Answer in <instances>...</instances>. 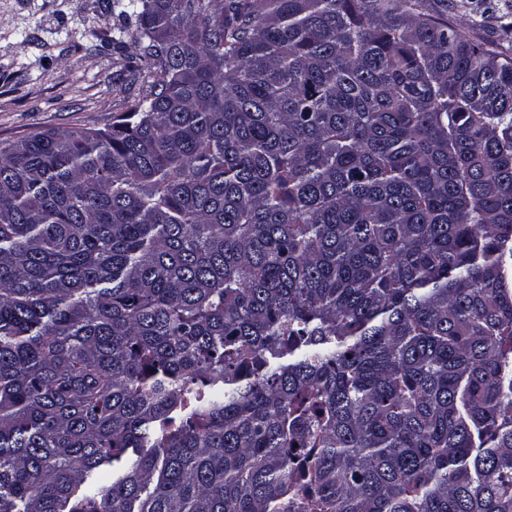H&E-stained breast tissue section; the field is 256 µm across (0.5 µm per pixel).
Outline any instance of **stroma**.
<instances>
[{"label":"stroma","mask_w":512,"mask_h":512,"mask_svg":"<svg viewBox=\"0 0 512 512\" xmlns=\"http://www.w3.org/2000/svg\"><path fill=\"white\" fill-rule=\"evenodd\" d=\"M112 0H0V141L102 128L139 86L112 47Z\"/></svg>","instance_id":"1"}]
</instances>
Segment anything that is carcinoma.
Wrapping results in <instances>:
<instances>
[{
	"label": "carcinoma",
	"instance_id": "obj_1",
	"mask_svg": "<svg viewBox=\"0 0 512 512\" xmlns=\"http://www.w3.org/2000/svg\"><path fill=\"white\" fill-rule=\"evenodd\" d=\"M469 6L112 0L129 110L0 141V512H512V23Z\"/></svg>",
	"mask_w": 512,
	"mask_h": 512
}]
</instances>
